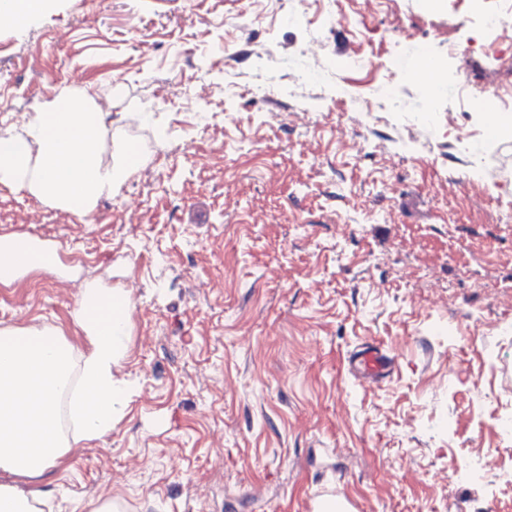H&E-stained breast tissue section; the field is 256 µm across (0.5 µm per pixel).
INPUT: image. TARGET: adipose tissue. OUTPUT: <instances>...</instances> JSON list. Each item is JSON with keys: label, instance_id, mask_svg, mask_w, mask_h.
Masks as SVG:
<instances>
[{"label": "adipose tissue", "instance_id": "obj_1", "mask_svg": "<svg viewBox=\"0 0 512 512\" xmlns=\"http://www.w3.org/2000/svg\"><path fill=\"white\" fill-rule=\"evenodd\" d=\"M108 134L103 113L86 90L64 91L33 112L22 130L0 129V185L28 189L42 201L84 215L114 195L148 158L120 153L103 159ZM60 274L50 252L29 234L0 241V281L23 267ZM123 291L85 288L74 319L83 348L44 326L0 328V512H41L47 480L73 444L108 435L122 414L130 385L115 375L130 336ZM68 431H60L61 418Z\"/></svg>", "mask_w": 512, "mask_h": 512}]
</instances>
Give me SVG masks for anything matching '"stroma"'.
<instances>
[{"label": "stroma", "instance_id": "35a3bbf8", "mask_svg": "<svg viewBox=\"0 0 512 512\" xmlns=\"http://www.w3.org/2000/svg\"><path fill=\"white\" fill-rule=\"evenodd\" d=\"M497 47L469 0H51L0 18V128L90 87L103 154L151 157L86 217L0 186V237L71 270L0 283V327L79 345L83 288L128 295L127 406L72 448L43 512H305L336 469L363 512H512V137L480 138L498 116L453 82L512 91V36ZM462 137L499 186L470 182ZM367 341L398 361L377 386L347 371Z\"/></svg>", "mask_w": 512, "mask_h": 512}]
</instances>
